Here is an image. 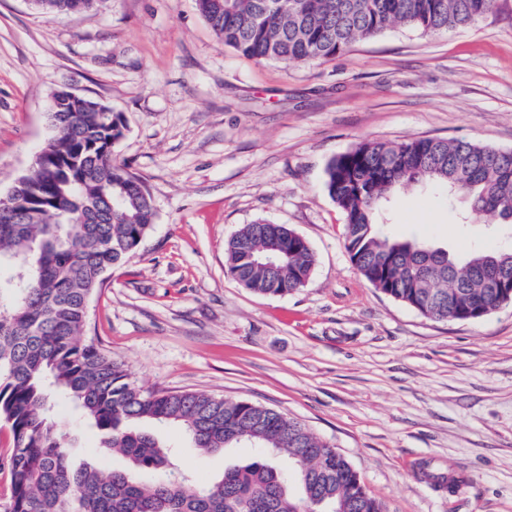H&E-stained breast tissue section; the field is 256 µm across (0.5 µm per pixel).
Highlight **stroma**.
<instances>
[{
	"mask_svg": "<svg viewBox=\"0 0 512 512\" xmlns=\"http://www.w3.org/2000/svg\"><path fill=\"white\" fill-rule=\"evenodd\" d=\"M67 89L121 115L112 156L141 176L156 220L113 265L87 335L146 390L203 391L273 408L342 454L384 512H512V303L476 321L435 320L372 288L345 247L325 169L364 141L465 139L512 150V0L460 31L395 26L335 59L291 66L225 46L195 0H101L47 17L0 0V195L50 136ZM433 187L388 203L396 236L464 253L512 249V227L462 223ZM258 219L288 225L316 257L305 288H243L224 247ZM60 419L100 456L70 404ZM155 433L199 481L249 460L241 444L198 456ZM459 476L436 488L422 466Z\"/></svg>",
	"mask_w": 512,
	"mask_h": 512,
	"instance_id": "1",
	"label": "stroma"
}]
</instances>
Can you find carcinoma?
Segmentation results:
<instances>
[{"label":"carcinoma","instance_id":"1","mask_svg":"<svg viewBox=\"0 0 512 512\" xmlns=\"http://www.w3.org/2000/svg\"><path fill=\"white\" fill-rule=\"evenodd\" d=\"M224 45L256 61L323 62L393 26L426 34L468 27L497 0H195ZM74 0H38L53 16ZM99 101L49 110L52 136L0 206V423L13 438L5 512H383L348 460L304 424L272 408L204 392L145 391L122 364L82 339L92 297L112 265L156 219L144 181L112 160L122 135ZM464 198L469 215L512 224V150L461 139L362 142L329 161L325 189L345 218L346 249L373 288L424 316L476 321L512 299V250L464 257L379 222L391 196L418 185ZM281 258L266 265V248ZM226 266L245 288L286 295L305 287L315 255L286 224L258 220L227 241ZM65 399L125 462L110 471L75 464L57 418ZM182 428L203 454L243 442L272 448L200 482L172 467V452L141 423ZM309 455L314 467L294 465ZM157 478L148 481L142 474Z\"/></svg>","mask_w":512,"mask_h":512}]
</instances>
